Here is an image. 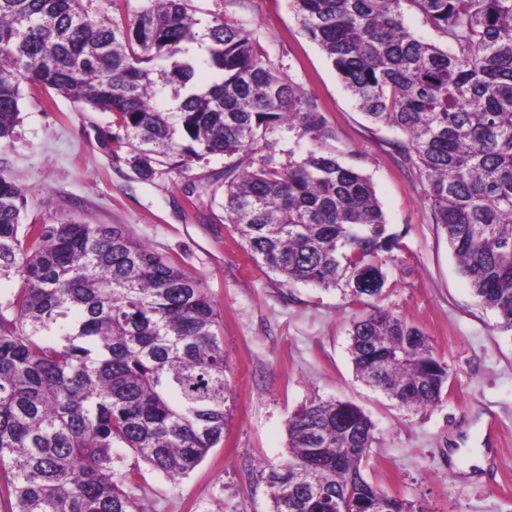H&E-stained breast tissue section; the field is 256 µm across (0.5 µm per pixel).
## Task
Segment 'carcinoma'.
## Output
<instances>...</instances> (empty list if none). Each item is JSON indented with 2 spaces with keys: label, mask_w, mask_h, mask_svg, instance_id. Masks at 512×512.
<instances>
[{
  "label": "carcinoma",
  "mask_w": 512,
  "mask_h": 512,
  "mask_svg": "<svg viewBox=\"0 0 512 512\" xmlns=\"http://www.w3.org/2000/svg\"><path fill=\"white\" fill-rule=\"evenodd\" d=\"M192 0H0V143L31 83L112 115V154L143 180L212 155L239 156L189 184L222 194L246 251L289 282L355 297L386 284L399 244L369 178L318 150L327 120L271 70L239 23L201 22ZM375 125L418 173L460 274L512 329V0H291ZM410 3L446 42L404 23ZM206 69L211 84H197ZM286 124L311 147L279 162L267 133ZM267 149L259 166L243 163ZM26 197L0 173V480L11 512H142L135 451L176 482L224 441V346L200 277L123 224H21ZM356 375L399 405L439 402L448 367L415 324L372 305L353 317ZM288 460L261 470L273 512H408L367 481L374 425L357 406L314 401L287 421ZM289 495H284L283 490Z\"/></svg>",
  "instance_id": "obj_1"
}]
</instances>
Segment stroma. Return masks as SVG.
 I'll return each mask as SVG.
<instances>
[{
	"instance_id": "obj_1",
	"label": "stroma",
	"mask_w": 512,
	"mask_h": 512,
	"mask_svg": "<svg viewBox=\"0 0 512 512\" xmlns=\"http://www.w3.org/2000/svg\"><path fill=\"white\" fill-rule=\"evenodd\" d=\"M196 17L243 23L268 66L301 85L326 117L323 151L367 176L398 248L383 254L387 283L374 302L417 325L449 371L433 406L409 410L359 380L348 352L351 318L364 309L350 288L291 283L257 264L208 195L186 198L193 177L219 172L230 157L194 161L189 173L142 180L106 145L111 116L23 85L0 173L16 178L27 224L75 217L123 224L159 255L199 276L222 326L230 388L224 440L179 483L133 451L143 512H272L259 471L288 457L287 420L315 400L358 406L375 426L366 478L406 501L410 512H512V330L482 308L435 224L417 173L373 125L335 69L303 33L290 0H192ZM499 423L485 436L487 412Z\"/></svg>"
}]
</instances>
